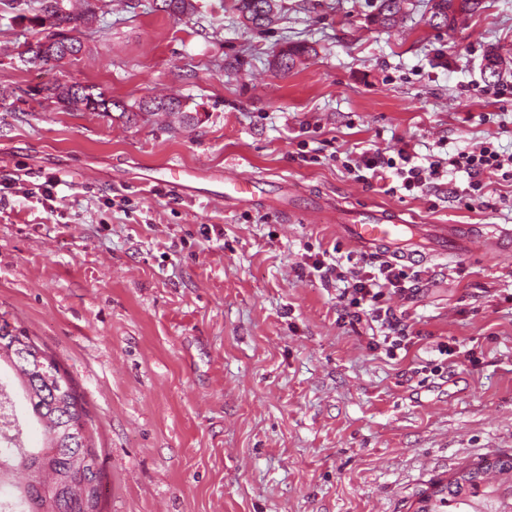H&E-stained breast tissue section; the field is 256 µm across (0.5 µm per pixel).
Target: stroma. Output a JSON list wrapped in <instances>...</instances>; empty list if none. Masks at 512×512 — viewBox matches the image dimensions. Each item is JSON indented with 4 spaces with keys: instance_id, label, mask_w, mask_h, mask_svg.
<instances>
[{
    "instance_id": "stroma-1",
    "label": "stroma",
    "mask_w": 512,
    "mask_h": 512,
    "mask_svg": "<svg viewBox=\"0 0 512 512\" xmlns=\"http://www.w3.org/2000/svg\"><path fill=\"white\" fill-rule=\"evenodd\" d=\"M196 3L177 21L107 0L84 51L39 70L16 56L36 31L0 11V318L90 412L102 512H410L433 482L512 455V257L480 238L426 264L410 297L385 295L414 338L392 357L369 323L342 320L337 285L304 273L352 249L308 209L512 226V185L495 177L469 206L465 173L392 195L334 159L403 141L422 158L486 142L511 155L512 74L490 85L481 64L491 47L512 56V0L452 32L427 24L423 0L391 28L370 21L378 0H282L263 31L231 0ZM296 42L312 53L274 70ZM58 81L128 105L175 97L199 122L10 98ZM175 164L199 172L196 196L168 183ZM242 170L296 217L219 204Z\"/></svg>"
}]
</instances>
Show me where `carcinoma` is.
Listing matches in <instances>:
<instances>
[{"mask_svg": "<svg viewBox=\"0 0 512 512\" xmlns=\"http://www.w3.org/2000/svg\"><path fill=\"white\" fill-rule=\"evenodd\" d=\"M104 0H24L29 22L44 36L37 39L31 54L22 59L27 67L56 66L66 56L83 50L79 34L96 19ZM483 0H435L428 24L454 31L456 14L469 17L482 9ZM408 0H379L373 21L383 27L396 25L406 13ZM233 8L249 30L261 31L273 25L279 0H233ZM155 10L180 20L196 12L195 0H155ZM305 43L290 44L275 55V67L288 72L297 61L311 54ZM37 95L65 111L104 112L126 105L102 89L80 83H53ZM140 112H176L182 123L197 118L185 111L178 99L144 98L135 104ZM15 374L27 408L43 429L39 448H19L0 457V487L14 474L13 499L21 512H101V467L92 434V419L72 380L56 359L24 332L0 323V365ZM467 476H451L432 484L419 497L421 512H512V455L484 458L465 468Z\"/></svg>", "mask_w": 512, "mask_h": 512, "instance_id": "obj_1", "label": "carcinoma"}]
</instances>
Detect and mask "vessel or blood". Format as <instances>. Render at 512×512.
Here are the masks:
<instances>
[{
  "label": "vessel or blood",
  "instance_id": "obj_1",
  "mask_svg": "<svg viewBox=\"0 0 512 512\" xmlns=\"http://www.w3.org/2000/svg\"><path fill=\"white\" fill-rule=\"evenodd\" d=\"M261 189L253 177H225L223 197L253 201ZM336 230L361 252H378L395 262L420 266L450 253H460L469 240L481 235L473 224H409L387 210L365 209L337 215Z\"/></svg>",
  "mask_w": 512,
  "mask_h": 512
}]
</instances>
